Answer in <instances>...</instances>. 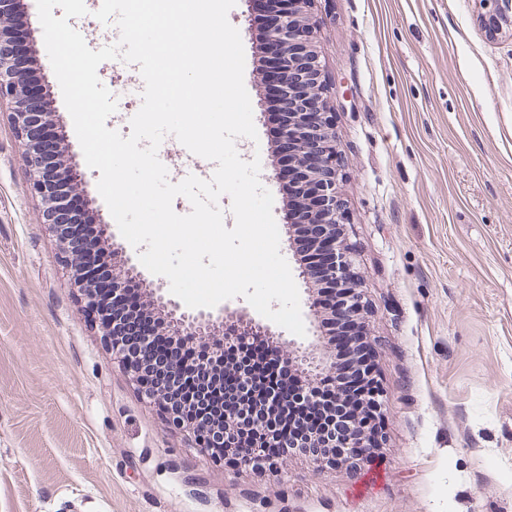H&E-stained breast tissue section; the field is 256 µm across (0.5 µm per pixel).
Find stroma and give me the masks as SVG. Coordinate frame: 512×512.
<instances>
[{
  "label": "stroma",
  "instance_id": "obj_1",
  "mask_svg": "<svg viewBox=\"0 0 512 512\" xmlns=\"http://www.w3.org/2000/svg\"><path fill=\"white\" fill-rule=\"evenodd\" d=\"M237 0L264 132L257 33ZM385 394L355 467L201 455L74 288L0 103V512H512V31L477 0H312Z\"/></svg>",
  "mask_w": 512,
  "mask_h": 512
}]
</instances>
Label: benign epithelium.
Returning <instances> with one entry per match:
<instances>
[{
  "mask_svg": "<svg viewBox=\"0 0 512 512\" xmlns=\"http://www.w3.org/2000/svg\"><path fill=\"white\" fill-rule=\"evenodd\" d=\"M310 4L311 0H286L263 31L262 48L280 58L279 91L288 111L285 137L295 155V180L309 189V196L300 197L301 219L315 241L329 249L325 278L333 288L349 289L342 313L354 319L360 316L364 303L361 293L352 287L357 278L356 256L344 233L347 211L338 188L341 155L332 142L334 112L327 99L328 70L316 44L308 13ZM479 5L486 15L498 21L497 28H512V0H479ZM16 10L17 0H0V99L13 100L11 120L24 147L33 187L41 199L42 222L51 226L74 283L89 300L92 287L77 280L84 254L93 250L110 262L123 253V247L114 241L105 245L100 240L78 239L67 229L69 200L81 187L82 175L71 164L64 132L57 134L49 148L36 140L39 126L51 123V113L28 90L33 70L17 60L9 27ZM132 292L147 300L138 315L121 311ZM102 335L108 338L112 355L167 420L192 434L196 447L236 468H263L276 477L284 455L275 454L273 449L292 446L303 449L316 468L330 465L341 469L353 460L343 453L328 458L316 447H368L366 432L356 429L339 442L333 435L315 439L306 436L291 445L286 443L274 416L267 412V408L281 404L276 390L268 392L259 407L248 413L228 411L221 419L213 417L207 401L192 399L185 393L186 378L194 379L202 372L191 361L162 351L166 338L206 349L229 336L240 341L265 336L269 354L297 371L306 403L314 401L316 387L334 373L333 361L319 352L315 343L305 347L274 340L269 326L242 310L231 311L223 306L212 310L183 308L162 287L143 278L131 256L125 257L112 274V331L104 329ZM243 429L249 431L252 443L246 453L239 455L238 434Z\"/></svg>",
  "mask_w": 512,
  "mask_h": 512,
  "instance_id": "7a95c632",
  "label": "benign epithelium"
}]
</instances>
